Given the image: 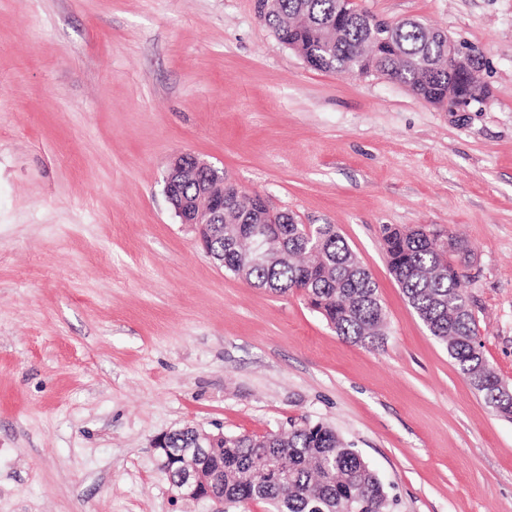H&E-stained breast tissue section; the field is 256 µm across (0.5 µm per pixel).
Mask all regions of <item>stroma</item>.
Masks as SVG:
<instances>
[{"label": "stroma", "mask_w": 512, "mask_h": 512, "mask_svg": "<svg viewBox=\"0 0 512 512\" xmlns=\"http://www.w3.org/2000/svg\"><path fill=\"white\" fill-rule=\"evenodd\" d=\"M484 56L492 95L447 112L310 68L257 0H0V512H211L151 441L333 427L394 512H512V420L458 373L388 270L383 228L450 258L512 385V0H354ZM193 154L372 274L382 347L215 263L164 193Z\"/></svg>", "instance_id": "1"}]
</instances>
